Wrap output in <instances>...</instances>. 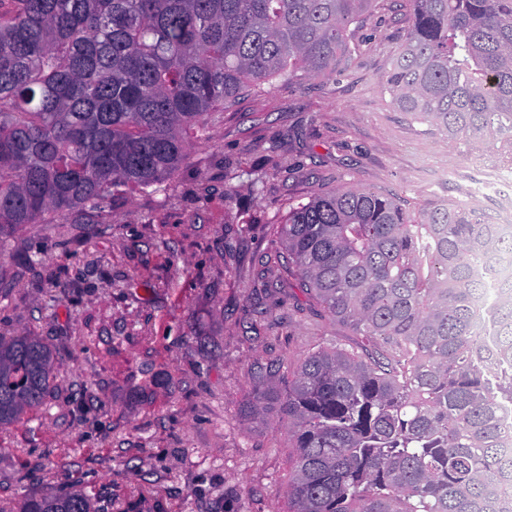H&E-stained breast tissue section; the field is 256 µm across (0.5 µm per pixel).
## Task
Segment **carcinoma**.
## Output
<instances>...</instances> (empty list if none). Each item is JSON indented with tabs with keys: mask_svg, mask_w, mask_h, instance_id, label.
I'll return each instance as SVG.
<instances>
[{
	"mask_svg": "<svg viewBox=\"0 0 512 512\" xmlns=\"http://www.w3.org/2000/svg\"><path fill=\"white\" fill-rule=\"evenodd\" d=\"M372 0H0V246L64 212L172 177L242 91L320 76ZM385 83L403 112L512 167V0H413ZM279 234L305 294L360 341L308 353L288 386L293 512H512V231L463 206L412 215L334 191ZM493 342L477 327L489 282ZM35 336H0V428L55 374ZM19 512H105L82 490Z\"/></svg>",
	"mask_w": 512,
	"mask_h": 512,
	"instance_id": "carcinoma-1",
	"label": "carcinoma"
}]
</instances>
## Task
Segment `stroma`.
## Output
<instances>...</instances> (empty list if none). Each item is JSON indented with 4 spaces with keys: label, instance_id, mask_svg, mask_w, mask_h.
Returning <instances> with one entry per match:
<instances>
[{
    "label": "stroma",
    "instance_id": "stroma-1",
    "mask_svg": "<svg viewBox=\"0 0 512 512\" xmlns=\"http://www.w3.org/2000/svg\"><path fill=\"white\" fill-rule=\"evenodd\" d=\"M411 23V0H375L335 69L244 90L162 186L7 238L0 333L40 338L56 365L44 405L0 428V512L74 489L111 494V512H291L298 450L276 397L319 344L358 337L303 292L277 233L289 208L370 189L411 213L512 212V180L468 196L488 151L393 104Z\"/></svg>",
    "mask_w": 512,
    "mask_h": 512
}]
</instances>
